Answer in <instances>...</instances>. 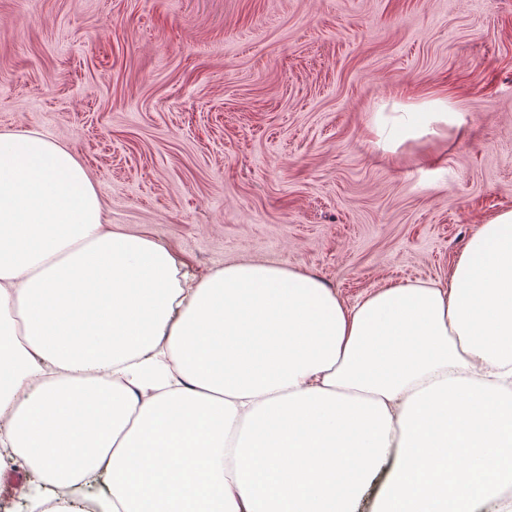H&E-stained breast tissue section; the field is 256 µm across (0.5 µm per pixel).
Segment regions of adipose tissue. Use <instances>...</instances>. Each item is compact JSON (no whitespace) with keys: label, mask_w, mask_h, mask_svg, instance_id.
I'll use <instances>...</instances> for the list:
<instances>
[{"label":"adipose tissue","mask_w":512,"mask_h":512,"mask_svg":"<svg viewBox=\"0 0 512 512\" xmlns=\"http://www.w3.org/2000/svg\"><path fill=\"white\" fill-rule=\"evenodd\" d=\"M393 109L389 152L463 122ZM0 447L99 512H512V209L447 283L353 304L285 265L182 279L69 149L0 132Z\"/></svg>","instance_id":"adipose-tissue-1"}]
</instances>
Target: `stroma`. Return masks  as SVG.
I'll return each mask as SVG.
<instances>
[{
	"instance_id": "1",
	"label": "stroma",
	"mask_w": 512,
	"mask_h": 512,
	"mask_svg": "<svg viewBox=\"0 0 512 512\" xmlns=\"http://www.w3.org/2000/svg\"><path fill=\"white\" fill-rule=\"evenodd\" d=\"M437 96L461 129L368 143L379 105ZM26 130L190 272L444 282L512 209V0H0V132Z\"/></svg>"
}]
</instances>
